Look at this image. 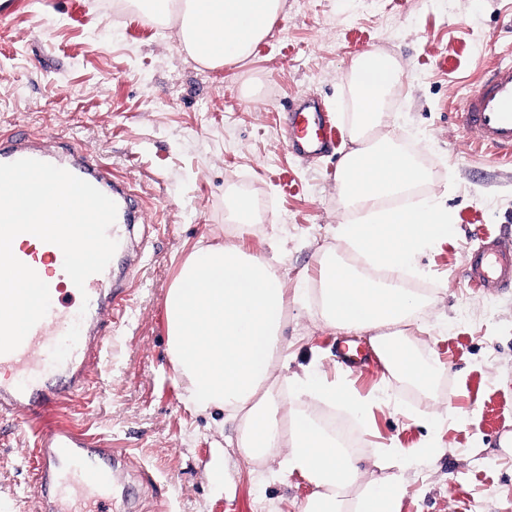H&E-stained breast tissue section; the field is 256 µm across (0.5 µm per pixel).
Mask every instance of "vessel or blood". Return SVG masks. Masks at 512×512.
Instances as JSON below:
<instances>
[{"mask_svg":"<svg viewBox=\"0 0 512 512\" xmlns=\"http://www.w3.org/2000/svg\"><path fill=\"white\" fill-rule=\"evenodd\" d=\"M288 117L295 151L318 154L333 145L334 130L314 100L292 105ZM455 119L461 130L475 135L480 146L498 157L512 158V62L490 70L462 100ZM27 158L66 169L112 199L119 214L108 234L122 240L125 225L135 218L134 199L122 177L106 162L76 144L55 147L24 133H0V163ZM12 251L47 283L55 304L16 350L0 354V417L23 415L37 422L32 449L35 496L48 512H65L59 487L69 478L94 489L112 484L114 449L99 447L85 433L58 420L57 414L94 379L112 326L125 314L130 293L113 284L108 269L90 276L84 288L66 285L62 250L33 234L18 235ZM464 272L479 287L512 288V242L496 238L467 252ZM82 293L89 299L85 315L61 305L63 295ZM78 321L86 329L84 340L62 364L46 367V349Z\"/></svg>","mask_w":512,"mask_h":512,"instance_id":"b4317fda","label":"vessel or blood"}]
</instances>
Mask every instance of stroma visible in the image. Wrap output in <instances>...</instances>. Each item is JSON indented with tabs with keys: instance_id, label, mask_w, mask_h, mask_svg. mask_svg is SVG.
<instances>
[{
	"instance_id": "1",
	"label": "stroma",
	"mask_w": 512,
	"mask_h": 512,
	"mask_svg": "<svg viewBox=\"0 0 512 512\" xmlns=\"http://www.w3.org/2000/svg\"><path fill=\"white\" fill-rule=\"evenodd\" d=\"M177 32L176 20L151 26L106 0H0V128L81 144L146 204L113 259L134 274L132 303L96 383L62 414L124 449L127 467L104 495L116 512H300L311 495L306 478L280 471L284 450L245 458L236 421L193 412L167 351L165 298L184 259L200 245L241 242L302 290L288 308L292 370L316 364L366 399L361 414L319 398L295 405L356 426L364 481L386 480L375 462L392 453L412 463L400 512H512V447L499 445L512 435V288H473L462 272L481 237L512 241V163L454 120L486 69L512 60V0H285L250 55L217 69L184 51ZM368 51L402 71L380 131L429 173L411 196L441 197L455 231L418 255V273L392 276L430 301L411 341L448 369L425 390L372 355L342 365L340 341L368 338L324 325L311 277L323 256L367 270L335 227L354 217L336 172L351 147L347 72ZM306 96L336 128L331 152L305 156L288 144L286 112ZM242 201L244 226L234 218ZM33 440L0 422V512H38Z\"/></svg>"
}]
</instances>
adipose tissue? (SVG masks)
<instances>
[{
  "label": "adipose tissue",
  "mask_w": 512,
  "mask_h": 512,
  "mask_svg": "<svg viewBox=\"0 0 512 512\" xmlns=\"http://www.w3.org/2000/svg\"><path fill=\"white\" fill-rule=\"evenodd\" d=\"M283 0H185L178 16L182 46L212 67L240 60L275 24ZM214 43L202 53L201 41ZM326 327L370 335L385 370L429 386L445 364L419 359L405 338L423 299L396 284L383 285L345 262L320 259ZM168 350L185 384L187 400L203 414L230 411L239 419L237 446L247 458L285 449L282 470L307 478L315 487L302 512H399L404 488L392 483H361L359 459L341 448L306 412L289 399L336 395L335 382L311 373L287 376L288 395L280 397L273 368L287 343L288 290L264 256L238 245L194 251L183 263L166 299ZM363 490L356 504L347 493Z\"/></svg>",
  "instance_id": "1"
}]
</instances>
